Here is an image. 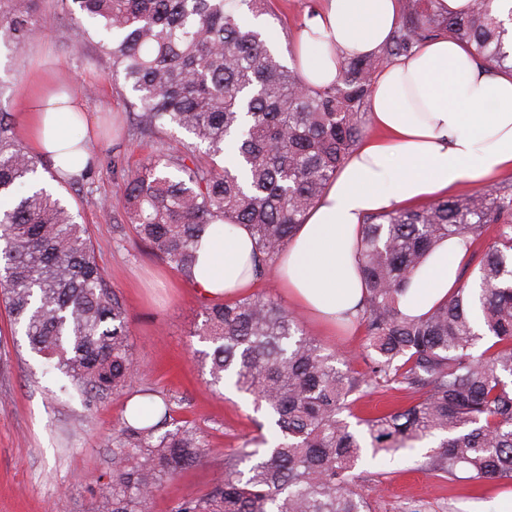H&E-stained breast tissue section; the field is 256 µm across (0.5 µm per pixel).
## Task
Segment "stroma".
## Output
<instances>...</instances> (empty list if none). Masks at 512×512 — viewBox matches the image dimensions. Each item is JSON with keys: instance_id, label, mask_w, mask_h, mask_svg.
<instances>
[{"instance_id": "35a3bbf8", "label": "stroma", "mask_w": 512, "mask_h": 512, "mask_svg": "<svg viewBox=\"0 0 512 512\" xmlns=\"http://www.w3.org/2000/svg\"><path fill=\"white\" fill-rule=\"evenodd\" d=\"M317 0H273L265 21L287 53L291 31ZM71 85L82 99L91 123L120 124L119 134L96 139V156L116 151L135 161L154 149L129 133L130 105L114 90L112 65L95 43L83 38L68 16H59L25 58H10L0 45V83L7 92L0 107L17 113L33 89L35 77ZM81 223L87 224L99 265L125 301L130 343L139 373L133 390L151 388L176 397L177 420L195 424L207 456L202 465L169 480L153 499L150 512H170L185 497L205 491L224 476V454L245 441L269 435L264 411L234 389H214L200 360L210 345L196 331L202 325V299L193 284L150 255L130 227H117L97 206L99 199L120 206V191L111 174L97 171L92 187L62 188ZM303 329L351 368L365 372L361 358L364 331L329 333L312 319ZM0 306V512H95L108 467L112 437L120 427L127 397H112L87 408L77 392L61 393L58 381L42 372ZM422 450L386 467L382 481L366 485L371 512H502L503 494L512 484L450 482L422 470Z\"/></svg>"}]
</instances>
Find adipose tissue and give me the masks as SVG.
<instances>
[{"mask_svg":"<svg viewBox=\"0 0 512 512\" xmlns=\"http://www.w3.org/2000/svg\"><path fill=\"white\" fill-rule=\"evenodd\" d=\"M400 13V0H319L291 42L306 81L330 84L344 59L378 53ZM86 122L78 99L46 90L26 114L33 152L59 176L80 174L93 159L91 146L67 128ZM368 128L276 264L291 303L331 329L351 326L365 295L356 246L368 215L512 173V71L490 70L451 38L424 41L375 75ZM254 250L243 226L202 237L193 285L211 300L248 292ZM468 255L460 239L438 245L412 278L402 311L419 316L446 300Z\"/></svg>","mask_w":512,"mask_h":512,"instance_id":"ef3b65f1","label":"adipose tissue"}]
</instances>
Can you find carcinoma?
Returning a JSON list of instances; mask_svg holds the SVG:
<instances>
[{
  "label": "carcinoma",
  "mask_w": 512,
  "mask_h": 512,
  "mask_svg": "<svg viewBox=\"0 0 512 512\" xmlns=\"http://www.w3.org/2000/svg\"><path fill=\"white\" fill-rule=\"evenodd\" d=\"M0 8V43L21 55L54 23L71 18L98 39L117 93L134 98L133 134L169 139L136 166L116 154L106 171L122 193L123 223L186 280L195 243L224 223L256 243V276L272 266L367 132L380 62L422 41L452 38L492 69L512 71V14L474 0L462 16L434 0H404L400 22L371 57L344 62L340 78L309 86L284 64L270 28L250 20L272 0H41ZM14 113L0 108V303L46 372L91 406L127 390L138 373L128 311L99 266L86 225L44 185ZM494 241L466 282L422 317L399 308L425 257L445 238ZM367 293L356 320L369 371L336 367V353L306 335L299 316L251 294L211 301L199 329L213 346L210 385L231 384L264 408L272 440L224 455V479L171 512H369L361 469L439 439L423 470L450 481L512 482V184L367 218L358 246ZM406 392V407L342 418L378 388ZM152 407L122 418L96 512H149L179 472L205 459L197 428L172 431L178 400L140 391Z\"/></svg>",
  "instance_id": "obj_1"
}]
</instances>
